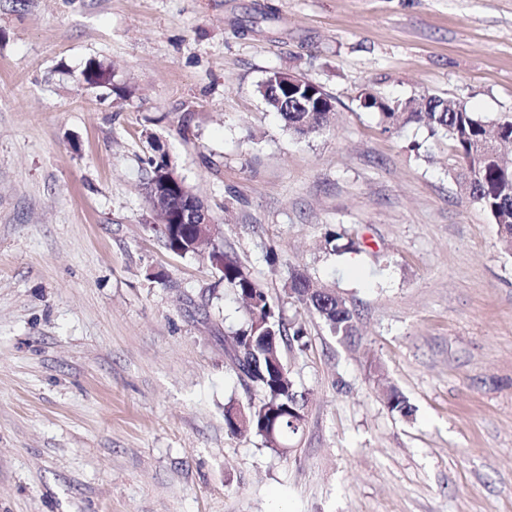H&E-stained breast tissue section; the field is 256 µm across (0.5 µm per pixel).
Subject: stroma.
Returning a JSON list of instances; mask_svg holds the SVG:
<instances>
[{"label": "stroma", "instance_id": "obj_1", "mask_svg": "<svg viewBox=\"0 0 512 512\" xmlns=\"http://www.w3.org/2000/svg\"><path fill=\"white\" fill-rule=\"evenodd\" d=\"M91 61L126 94L85 89ZM273 70L335 124L293 138ZM367 92L511 118L512 0H0V512H512V252L447 139L385 131ZM152 137L304 321L288 453L225 428L244 312L152 232ZM292 267L355 336L289 298ZM288 294L308 311L316 313L329 332L335 336H352L355 314L351 306L331 289L316 286L301 270L288 272Z\"/></svg>", "mask_w": 512, "mask_h": 512}]
</instances>
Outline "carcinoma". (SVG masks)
Listing matches in <instances>:
<instances>
[{"mask_svg":"<svg viewBox=\"0 0 512 512\" xmlns=\"http://www.w3.org/2000/svg\"><path fill=\"white\" fill-rule=\"evenodd\" d=\"M85 81L99 87L110 82L111 73L99 62H92L84 72ZM380 111L388 130L411 123L423 124L433 138L446 137L452 145L456 162L461 166L459 186L469 198L497 224L502 243L512 250V167L492 156L491 143L512 144V119L488 122L466 105L436 95H423L404 101L375 99L368 105ZM280 117L288 132L299 138L309 137L333 121L332 112H282ZM166 152L158 148L146 160L145 194H150L151 178L158 169L159 159ZM165 247L176 250L181 257L202 254L203 247L192 244L193 226L167 224L153 226ZM211 266L220 273L224 289L231 292L246 307V322L233 335L232 350L240 349L246 361L234 359L237 369L251 382L255 397L243 409L248 415V427L240 429L233 411L235 404L224 409V424L232 435L259 436L269 448L275 442L269 436V426L275 422L289 430L290 419L305 420L303 404L298 399L294 383L285 365L281 345L298 342L305 335L300 323L287 327L276 313L267 294L239 259L213 244L207 254ZM288 294L308 311L316 313L329 332L348 337L355 331V314L351 306L331 289L316 286L301 270L288 272ZM389 409L404 416L411 414L406 398L392 389L386 395Z\"/></svg>","mask_w":512,"mask_h":512,"instance_id":"carcinoma-1","label":"carcinoma"}]
</instances>
